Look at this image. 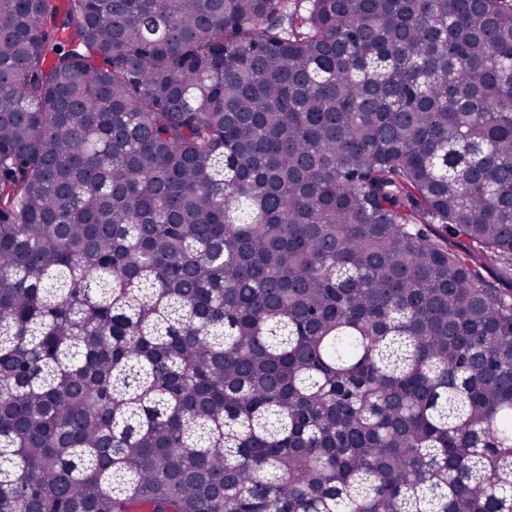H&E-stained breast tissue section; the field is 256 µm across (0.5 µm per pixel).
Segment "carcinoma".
Returning <instances> with one entry per match:
<instances>
[{
  "label": "carcinoma",
  "mask_w": 512,
  "mask_h": 512,
  "mask_svg": "<svg viewBox=\"0 0 512 512\" xmlns=\"http://www.w3.org/2000/svg\"><path fill=\"white\" fill-rule=\"evenodd\" d=\"M0 0V512H512V0Z\"/></svg>",
  "instance_id": "obj_1"
}]
</instances>
